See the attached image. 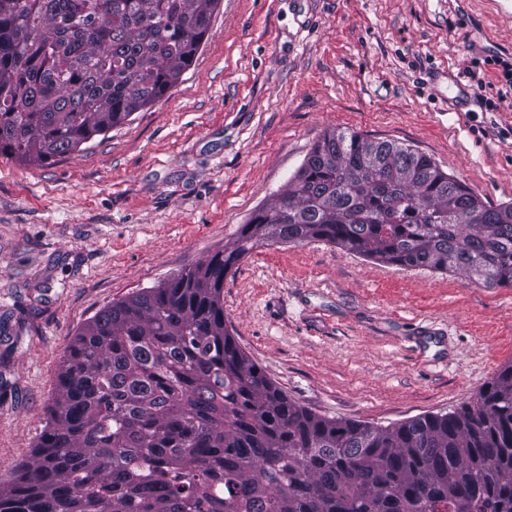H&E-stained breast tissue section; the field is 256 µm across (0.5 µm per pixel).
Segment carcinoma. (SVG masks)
Returning <instances> with one entry per match:
<instances>
[{
    "instance_id": "carcinoma-1",
    "label": "carcinoma",
    "mask_w": 512,
    "mask_h": 512,
    "mask_svg": "<svg viewBox=\"0 0 512 512\" xmlns=\"http://www.w3.org/2000/svg\"><path fill=\"white\" fill-rule=\"evenodd\" d=\"M219 0H0V154L48 162L161 99ZM512 286V205L429 156L332 130L230 246L81 329L0 512H512V365L452 413L377 426L288 398L224 321L269 242Z\"/></svg>"
}]
</instances>
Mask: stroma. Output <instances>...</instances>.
Listing matches in <instances>:
<instances>
[{"label": "stroma", "mask_w": 512, "mask_h": 512, "mask_svg": "<svg viewBox=\"0 0 512 512\" xmlns=\"http://www.w3.org/2000/svg\"><path fill=\"white\" fill-rule=\"evenodd\" d=\"M512 0H219L163 98L50 163L0 155V484L36 449L97 312L232 243L329 130L512 203ZM238 345L288 396L379 426L472 403L512 364V287L324 241L224 279Z\"/></svg>", "instance_id": "stroma-1"}]
</instances>
